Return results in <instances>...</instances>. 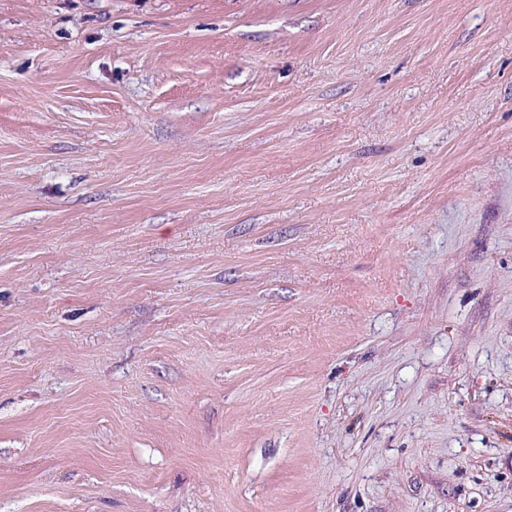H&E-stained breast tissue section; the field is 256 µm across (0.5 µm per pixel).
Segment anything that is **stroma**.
Instances as JSON below:
<instances>
[{
    "mask_svg": "<svg viewBox=\"0 0 512 512\" xmlns=\"http://www.w3.org/2000/svg\"><path fill=\"white\" fill-rule=\"evenodd\" d=\"M0 512H512V0H0Z\"/></svg>",
    "mask_w": 512,
    "mask_h": 512,
    "instance_id": "stroma-1",
    "label": "stroma"
}]
</instances>
